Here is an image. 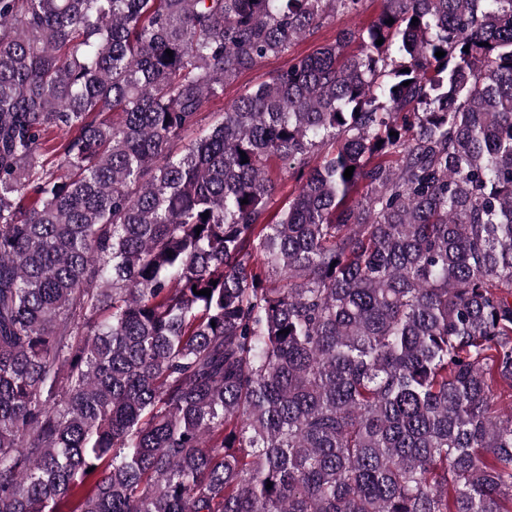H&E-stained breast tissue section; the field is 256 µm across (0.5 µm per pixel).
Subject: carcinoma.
Returning a JSON list of instances; mask_svg holds the SVG:
<instances>
[{"mask_svg": "<svg viewBox=\"0 0 512 512\" xmlns=\"http://www.w3.org/2000/svg\"><path fill=\"white\" fill-rule=\"evenodd\" d=\"M363 2L0 0V512H512V0L202 127ZM380 6V0H366L363 11L358 14L338 13L314 38L297 41L288 54L269 57L263 61L257 70L240 75L232 84L224 87L223 99L212 100L207 103L204 112V115L208 117L206 121L211 122L213 120V114L210 112H224L235 99L250 91L257 83L269 75L287 68L291 57L309 54L321 44L334 42L340 30L355 29L367 25L377 17Z\"/></svg>", "mask_w": 512, "mask_h": 512, "instance_id": "1", "label": "carcinoma"}]
</instances>
